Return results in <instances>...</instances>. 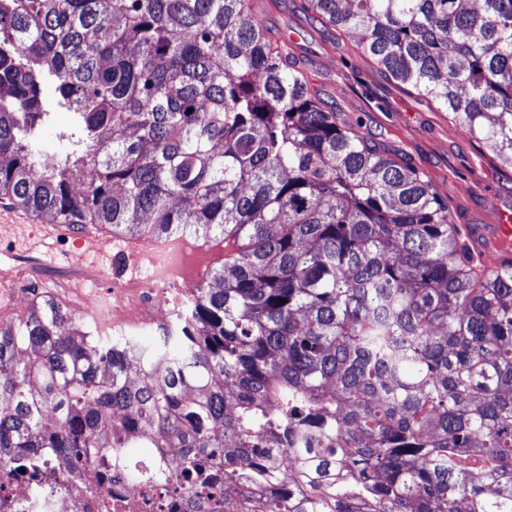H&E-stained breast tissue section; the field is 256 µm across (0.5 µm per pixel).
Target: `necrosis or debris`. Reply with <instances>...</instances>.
Instances as JSON below:
<instances>
[{
    "instance_id": "obj_1",
    "label": "necrosis or debris",
    "mask_w": 512,
    "mask_h": 512,
    "mask_svg": "<svg viewBox=\"0 0 512 512\" xmlns=\"http://www.w3.org/2000/svg\"><path fill=\"white\" fill-rule=\"evenodd\" d=\"M186 255L179 249L164 250L129 292L131 301L146 297L156 314H163L171 288L193 292L195 279L183 274ZM0 502L5 512H190L185 498L162 493L158 486L126 480L122 474H103L93 466L74 470L52 462L41 475L20 476L11 466L0 468Z\"/></svg>"
}]
</instances>
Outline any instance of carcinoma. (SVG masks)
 Wrapping results in <instances>:
<instances>
[{
    "label": "carcinoma",
    "mask_w": 512,
    "mask_h": 512,
    "mask_svg": "<svg viewBox=\"0 0 512 512\" xmlns=\"http://www.w3.org/2000/svg\"><path fill=\"white\" fill-rule=\"evenodd\" d=\"M512 166V0H308ZM75 111L42 163L38 81ZM0 196L224 244L152 339L0 323V461H89L224 512H512V261L323 108L255 0H0ZM153 461L136 462L131 449ZM294 475L282 473V453Z\"/></svg>",
    "instance_id": "carcinoma-1"
}]
</instances>
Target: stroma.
<instances>
[{
	"label": "stroma",
	"instance_id": "stroma-1",
	"mask_svg": "<svg viewBox=\"0 0 512 512\" xmlns=\"http://www.w3.org/2000/svg\"><path fill=\"white\" fill-rule=\"evenodd\" d=\"M257 4L273 38L287 41L311 92L383 155L422 172L447 200L463 240L495 223L490 199L512 206V167L437 104L392 79L364 51L358 34L326 24L308 0ZM39 95L50 114L39 140L44 154L52 157L58 133L73 125L72 113L59 106L53 83L42 82ZM105 237L101 230L76 227L66 236H50L47 223L0 198V270L21 261L35 262L42 270L39 280L20 288L13 306L0 310V320L22 319L35 292L61 299L73 310L82 294L104 298L113 286L140 279L149 259L128 263L120 247Z\"/></svg>",
	"mask_w": 512,
	"mask_h": 512
}]
</instances>
